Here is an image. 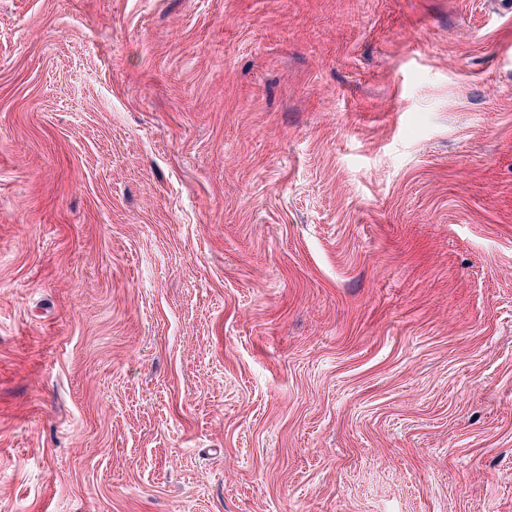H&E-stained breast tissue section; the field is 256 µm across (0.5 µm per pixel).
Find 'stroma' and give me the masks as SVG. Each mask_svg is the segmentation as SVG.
Here are the masks:
<instances>
[{
  "label": "stroma",
  "instance_id": "35a3bbf8",
  "mask_svg": "<svg viewBox=\"0 0 512 512\" xmlns=\"http://www.w3.org/2000/svg\"><path fill=\"white\" fill-rule=\"evenodd\" d=\"M0 512H512V13L0 0Z\"/></svg>",
  "mask_w": 512,
  "mask_h": 512
}]
</instances>
